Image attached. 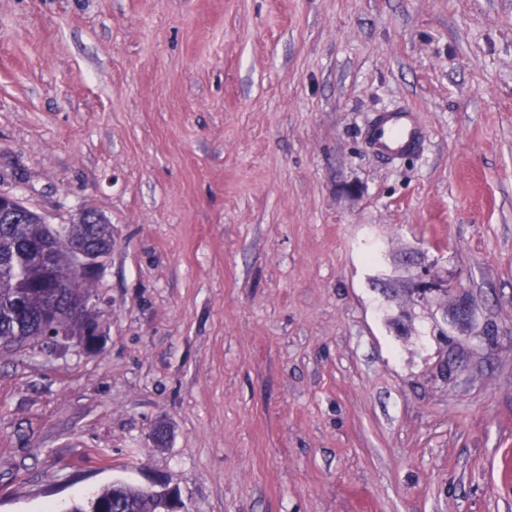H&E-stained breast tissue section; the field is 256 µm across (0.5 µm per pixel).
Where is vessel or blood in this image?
I'll use <instances>...</instances> for the list:
<instances>
[{
    "mask_svg": "<svg viewBox=\"0 0 512 512\" xmlns=\"http://www.w3.org/2000/svg\"><path fill=\"white\" fill-rule=\"evenodd\" d=\"M425 133L407 108L377 113L367 128L370 147L383 159L393 160L418 152Z\"/></svg>",
    "mask_w": 512,
    "mask_h": 512,
    "instance_id": "1",
    "label": "vessel or blood"
}]
</instances>
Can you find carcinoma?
<instances>
[{
	"mask_svg": "<svg viewBox=\"0 0 512 512\" xmlns=\"http://www.w3.org/2000/svg\"><path fill=\"white\" fill-rule=\"evenodd\" d=\"M68 241L77 248L94 249L112 245V225L99 216L95 224H69L47 228L39 214L13 219L0 217V342L21 344L43 336L45 319L52 315L43 297L51 274L69 268L70 254L57 248ZM94 283L76 280L64 289L56 309L92 298ZM151 496L137 487L115 483L103 488L84 503H75L67 512H155Z\"/></svg>",
	"mask_w": 512,
	"mask_h": 512,
	"instance_id": "1",
	"label": "carcinoma"
}]
</instances>
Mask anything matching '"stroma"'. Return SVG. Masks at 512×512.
I'll return each mask as SVG.
<instances>
[{"label":"stroma","mask_w":512,"mask_h":512,"mask_svg":"<svg viewBox=\"0 0 512 512\" xmlns=\"http://www.w3.org/2000/svg\"><path fill=\"white\" fill-rule=\"evenodd\" d=\"M0 192L112 226L100 348L0 347V512H512V0H0ZM425 133L408 108L379 112L367 128L370 147L383 159L393 160L420 150ZM158 502V507L151 496ZM183 501L174 487L164 486L159 490L115 483L103 488L86 503H75L67 512H183ZM103 507L105 510H99Z\"/></svg>","instance_id":"35a3bbf8"}]
</instances>
